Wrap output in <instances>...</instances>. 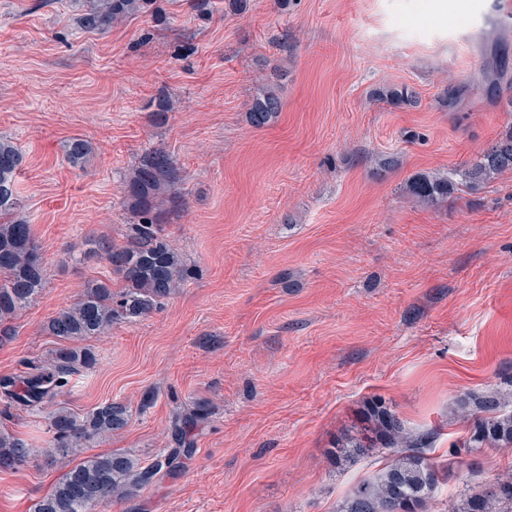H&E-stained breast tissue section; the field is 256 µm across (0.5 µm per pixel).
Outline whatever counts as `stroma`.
I'll list each match as a JSON object with an SVG mask.
<instances>
[{"instance_id": "obj_1", "label": "stroma", "mask_w": 512, "mask_h": 512, "mask_svg": "<svg viewBox=\"0 0 512 512\" xmlns=\"http://www.w3.org/2000/svg\"><path fill=\"white\" fill-rule=\"evenodd\" d=\"M473 0H153L88 32L74 0H0V135L22 154L16 190L46 262L45 290L12 321L0 377L46 359L45 322L103 261L71 262L83 238L123 243L125 185L166 151L184 200L165 233L188 277L161 309L107 335L58 405L120 402L129 423L91 450L151 463L193 451L173 475L97 512H338L390 452L338 464L336 439L382 400L407 432L431 431L447 461L465 392L512 391V171L433 205L422 175L469 167L512 130V26L473 27ZM272 87L282 110H248ZM408 89L414 104L379 98ZM87 140L85 166L66 143ZM49 414L13 409L0 430L32 462L0 470V512H37L61 473ZM452 474L426 512L512 470V450ZM281 108V101L276 93L269 88H262L252 101L248 112L249 122L256 128L265 127L277 117Z\"/></svg>"}]
</instances>
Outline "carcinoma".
Returning <instances> with one entry per match:
<instances>
[{
    "mask_svg": "<svg viewBox=\"0 0 512 512\" xmlns=\"http://www.w3.org/2000/svg\"><path fill=\"white\" fill-rule=\"evenodd\" d=\"M82 26L105 32L127 19L145 12L152 0H77ZM281 101L269 88L260 89L248 112L255 128L268 125L281 112ZM92 147L74 138L66 145L68 161L77 166L86 162ZM22 156L14 143L0 136V344L12 336L11 321L17 312L41 295L45 284V259L31 224L17 216L16 176ZM512 170V131L503 136L474 164L459 174L473 187L493 181ZM181 181L180 169L162 150H148L139 159L126 193L136 213L128 225L122 245L99 239H86L72 246L69 258L80 262L101 253L121 275L123 284L89 279L78 298L59 310L45 330L59 340L46 361L31 364L17 377L0 379L1 413L12 408L34 413L55 401L69 388L74 376L96 365L89 348L73 347L69 342L107 334L117 322L133 323L161 309L164 301L181 287L186 270L171 248L164 225L179 205L178 193L159 198L162 187ZM455 183L454 174L424 176L408 186L409 194L422 204H434L448 196ZM462 417L472 420L467 437L452 445L448 464L428 457V437L406 432L401 419L378 402L367 405L363 420L346 434L337 454L344 461L356 460L379 449H391L394 458L374 477L361 481L342 503L339 512H424L426 503L440 481L452 469L469 476L479 472L478 456L489 449L512 448V410L497 391L467 393L458 399ZM129 422L127 407L106 402L85 415L66 407L50 415L49 432L53 450L64 462L74 456L80 460L68 467L52 491L38 504L37 512H94L114 501L138 496L160 476L174 472L181 456L191 447L176 448L160 455L148 465L134 455L111 451L81 456L83 448L123 430ZM32 459L29 443L14 434L0 432V469H18ZM448 512H512V473L495 478L483 488L466 494Z\"/></svg>",
    "mask_w": 512,
    "mask_h": 512,
    "instance_id": "carcinoma-1",
    "label": "carcinoma"
}]
</instances>
